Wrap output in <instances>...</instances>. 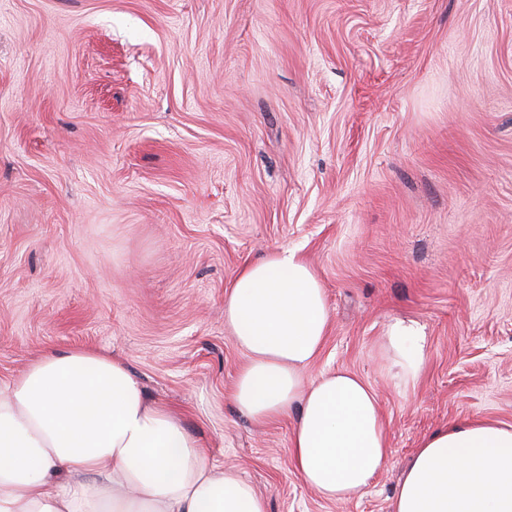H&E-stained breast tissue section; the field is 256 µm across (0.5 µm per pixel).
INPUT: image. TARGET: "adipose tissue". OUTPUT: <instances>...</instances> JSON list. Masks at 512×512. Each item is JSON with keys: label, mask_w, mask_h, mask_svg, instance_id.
I'll list each match as a JSON object with an SVG mask.
<instances>
[{"label": "adipose tissue", "mask_w": 512, "mask_h": 512, "mask_svg": "<svg viewBox=\"0 0 512 512\" xmlns=\"http://www.w3.org/2000/svg\"><path fill=\"white\" fill-rule=\"evenodd\" d=\"M330 324L311 265L279 246L241 267L224 326L245 355L231 399L257 424L292 416L289 454L320 497L346 501L389 457L375 392L339 369L306 379ZM405 386L427 362L411 321L384 338ZM0 512H267L265 499L212 460L180 414L150 400L102 349L50 350L0 382ZM392 512H512V427L471 419L425 438Z\"/></svg>", "instance_id": "obj_1"}]
</instances>
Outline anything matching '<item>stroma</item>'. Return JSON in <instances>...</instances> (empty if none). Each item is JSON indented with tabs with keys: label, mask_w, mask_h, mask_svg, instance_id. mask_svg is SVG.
<instances>
[{
	"label": "stroma",
	"mask_w": 512,
	"mask_h": 512,
	"mask_svg": "<svg viewBox=\"0 0 512 512\" xmlns=\"http://www.w3.org/2000/svg\"><path fill=\"white\" fill-rule=\"evenodd\" d=\"M280 245L331 309L307 376L357 373L387 422L347 502L229 398L224 295ZM70 347L126 360L268 512H391L425 436L512 426V0H0V379ZM384 341L400 369L404 385L412 386L427 362L426 337L414 322L397 320L388 327Z\"/></svg>",
	"instance_id": "stroma-1"
}]
</instances>
